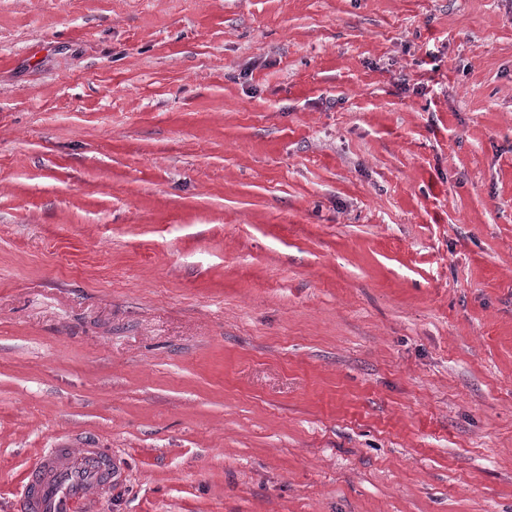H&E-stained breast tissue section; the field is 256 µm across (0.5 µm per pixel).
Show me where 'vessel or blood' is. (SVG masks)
<instances>
[{"label": "vessel or blood", "instance_id": "b4317fda", "mask_svg": "<svg viewBox=\"0 0 512 512\" xmlns=\"http://www.w3.org/2000/svg\"><path fill=\"white\" fill-rule=\"evenodd\" d=\"M111 456L100 448H50L29 469L20 512H78L90 488L112 480Z\"/></svg>", "mask_w": 512, "mask_h": 512}]
</instances>
